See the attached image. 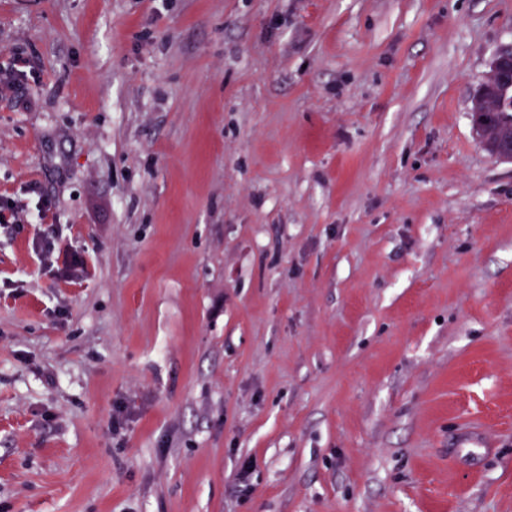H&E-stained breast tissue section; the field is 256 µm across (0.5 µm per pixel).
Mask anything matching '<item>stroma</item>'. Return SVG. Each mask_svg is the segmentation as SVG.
<instances>
[{"mask_svg": "<svg viewBox=\"0 0 512 512\" xmlns=\"http://www.w3.org/2000/svg\"><path fill=\"white\" fill-rule=\"evenodd\" d=\"M508 45L512 0H0V198L51 203L0 223V512H512ZM505 63L509 65V68L512 65V47L500 53L499 57L493 62L487 77L492 79L501 78ZM479 96L489 98L479 119L488 134L492 136L496 133L507 132L509 124L512 126V111H501L497 100L504 98L512 101L511 77L507 75L505 78H501L500 83L491 87L482 85ZM36 249L41 256L43 266L56 277L68 278L75 276L82 267V259L76 251L68 252L62 262V267L59 266L60 249L56 238L39 241Z\"/></svg>", "mask_w": 512, "mask_h": 512, "instance_id": "35a3bbf8", "label": "stroma"}]
</instances>
